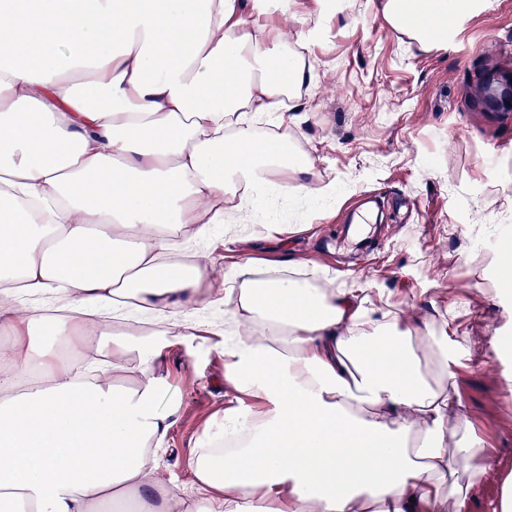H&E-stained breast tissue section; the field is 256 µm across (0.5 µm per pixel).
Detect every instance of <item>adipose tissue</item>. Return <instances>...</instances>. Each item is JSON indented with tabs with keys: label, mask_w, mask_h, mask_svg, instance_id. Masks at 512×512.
Returning a JSON list of instances; mask_svg holds the SVG:
<instances>
[{
	"label": "adipose tissue",
	"mask_w": 512,
	"mask_h": 512,
	"mask_svg": "<svg viewBox=\"0 0 512 512\" xmlns=\"http://www.w3.org/2000/svg\"><path fill=\"white\" fill-rule=\"evenodd\" d=\"M293 0H0V512H467L456 488L494 459L471 438L447 328L377 312L364 289L311 287L287 261L174 263L308 165L254 120H288L320 37L288 41ZM421 50L450 0H385ZM223 276L224 293L209 285ZM153 316L229 307V451L195 452L193 499L149 457L156 341L103 307ZM135 386L120 382L130 356Z\"/></svg>",
	"instance_id": "1"
}]
</instances>
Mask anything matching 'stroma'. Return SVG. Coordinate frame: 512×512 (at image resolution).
Returning <instances> with one entry per match:
<instances>
[{
    "label": "stroma",
    "instance_id": "1",
    "mask_svg": "<svg viewBox=\"0 0 512 512\" xmlns=\"http://www.w3.org/2000/svg\"><path fill=\"white\" fill-rule=\"evenodd\" d=\"M382 0H348L345 11L297 0L275 17L283 31L320 27L307 52L313 83L297 121L281 127L323 183L320 197L288 187L259 202L233 235L216 226L205 251L219 266L289 259L308 272L361 285L369 301L403 322L447 321L471 340L472 365L455 382L475 441L496 466L468 491L469 512H502L512 474V123L475 109L476 77L490 61L512 68V0H486L464 16L446 47L418 51L381 13ZM278 224L287 249L253 236ZM153 372L168 429L161 481L190 483V451L223 422L235 393L224 380V339L167 335Z\"/></svg>",
    "mask_w": 512,
    "mask_h": 512
}]
</instances>
